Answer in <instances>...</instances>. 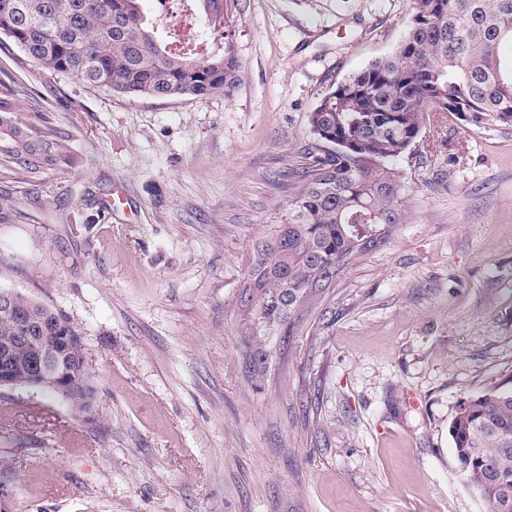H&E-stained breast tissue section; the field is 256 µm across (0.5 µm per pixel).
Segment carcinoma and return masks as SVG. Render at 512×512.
<instances>
[{
    "mask_svg": "<svg viewBox=\"0 0 512 512\" xmlns=\"http://www.w3.org/2000/svg\"><path fill=\"white\" fill-rule=\"evenodd\" d=\"M139 0H0V37L41 67L129 98L230 96L240 81L229 29L231 0H200L205 23L224 39L207 55L161 43ZM512 0H415L403 43L329 90L309 115L313 143L294 173L302 183L288 221L256 242L240 300L244 364L267 373L299 323L344 267L380 246L382 224L406 219V176L395 163L419 139L430 112L470 125L512 127ZM22 95L0 97V162L32 178L76 165L61 133L28 118ZM50 313L47 342L68 380L66 399L92 410L96 387L81 331ZM278 337L271 345L269 337ZM449 434L469 490L487 512H512V385L461 402Z\"/></svg>",
    "mask_w": 512,
    "mask_h": 512,
    "instance_id": "carcinoma-1",
    "label": "carcinoma"
}]
</instances>
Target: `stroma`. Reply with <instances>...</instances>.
Wrapping results in <instances>:
<instances>
[{"label":"stroma","instance_id":"stroma-1","mask_svg":"<svg viewBox=\"0 0 512 512\" xmlns=\"http://www.w3.org/2000/svg\"><path fill=\"white\" fill-rule=\"evenodd\" d=\"M414 0H235L231 98L128 99L16 46L0 81L62 132L73 167L0 163V289L82 332L91 414L0 392L14 512H486L449 425L512 383V127L430 113L407 223L350 263L264 379L239 300L286 222L309 114L393 52Z\"/></svg>","mask_w":512,"mask_h":512}]
</instances>
